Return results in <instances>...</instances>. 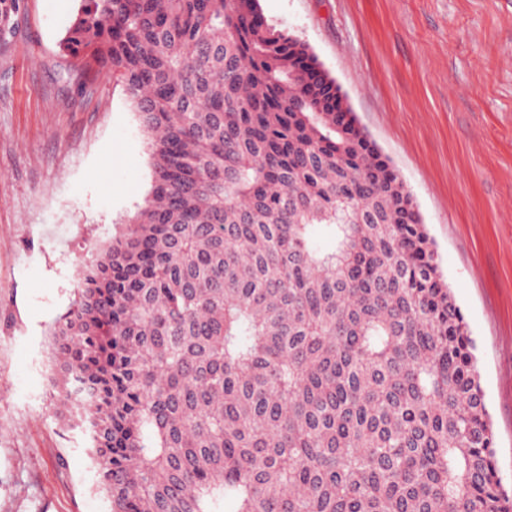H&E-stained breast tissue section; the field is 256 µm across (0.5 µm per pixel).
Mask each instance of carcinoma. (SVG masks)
Here are the masks:
<instances>
[{"mask_svg": "<svg viewBox=\"0 0 512 512\" xmlns=\"http://www.w3.org/2000/svg\"><path fill=\"white\" fill-rule=\"evenodd\" d=\"M59 48L149 134L50 329L110 512H512L435 244L309 47L259 0H81Z\"/></svg>", "mask_w": 512, "mask_h": 512, "instance_id": "1", "label": "carcinoma"}]
</instances>
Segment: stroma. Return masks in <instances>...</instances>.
I'll list each match as a JSON object with an SVG mask.
<instances>
[{
    "mask_svg": "<svg viewBox=\"0 0 512 512\" xmlns=\"http://www.w3.org/2000/svg\"><path fill=\"white\" fill-rule=\"evenodd\" d=\"M80 0H18L0 39V512H110L49 331L152 184L123 83L70 71ZM310 46L410 191L476 344L512 491V0H260Z\"/></svg>",
    "mask_w": 512,
    "mask_h": 512,
    "instance_id": "stroma-1",
    "label": "stroma"
}]
</instances>
